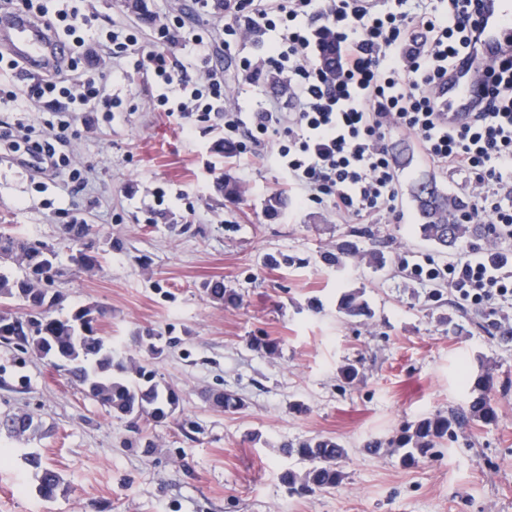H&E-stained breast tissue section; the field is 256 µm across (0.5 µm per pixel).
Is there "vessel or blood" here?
Instances as JSON below:
<instances>
[{"label":"vessel or blood","instance_id":"b4317fda","mask_svg":"<svg viewBox=\"0 0 512 512\" xmlns=\"http://www.w3.org/2000/svg\"><path fill=\"white\" fill-rule=\"evenodd\" d=\"M477 21L479 57L461 56L447 87L439 91L440 105L452 124L466 120L484 99L477 59L492 58L512 45V0H482ZM0 47L34 72L47 69L59 56L52 28L21 13L0 18Z\"/></svg>","mask_w":512,"mask_h":512}]
</instances>
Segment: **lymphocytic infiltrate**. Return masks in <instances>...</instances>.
<instances>
[{
  "instance_id": "lymphocytic-infiltrate-1",
  "label": "lymphocytic infiltrate",
  "mask_w": 512,
  "mask_h": 512,
  "mask_svg": "<svg viewBox=\"0 0 512 512\" xmlns=\"http://www.w3.org/2000/svg\"><path fill=\"white\" fill-rule=\"evenodd\" d=\"M207 18L186 23L165 13L150 37L136 27L98 25L96 9L78 0H0L1 13L22 12L50 24L64 47L56 68L40 77L0 53V147L24 152L39 171L87 182V169L64 148L81 112H111L116 100L105 77L124 74V61L150 74L160 92L155 111L222 123L224 148L245 161L264 158L289 190L325 203L337 216L376 223L396 211L398 179L386 141L413 135L437 171L468 175L472 194L457 214L480 224L486 243L455 261L408 254L407 279L448 286L459 303L479 309L512 305V49L481 71L486 107L462 127L449 126L437 92L458 61L474 50L469 26L475 0H197ZM270 35L261 55L245 52L254 33ZM190 45L188 57L170 49ZM238 56V81H285L288 101L272 99L245 113L224 101V56ZM50 112L54 123L35 129L27 113Z\"/></svg>"
}]
</instances>
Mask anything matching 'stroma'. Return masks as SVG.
Masks as SVG:
<instances>
[{
  "instance_id": "stroma-1",
  "label": "stroma",
  "mask_w": 512,
  "mask_h": 512,
  "mask_svg": "<svg viewBox=\"0 0 512 512\" xmlns=\"http://www.w3.org/2000/svg\"><path fill=\"white\" fill-rule=\"evenodd\" d=\"M101 21L138 25L150 34L164 8L200 19L195 0H92ZM229 101L260 107L269 82L237 83L236 59L224 58ZM111 118L77 120L71 146L90 166L87 188L0 154V232L53 246L54 290L65 308H104L99 336L128 366H147L180 395L161 424H139L155 445L143 453L126 416L70 382L50 360L0 344V414L23 412L41 435H0V512H512V343L488 317L462 307L447 289L406 279L400 256L414 252L446 263L457 258L423 240L412 188L434 178L448 196L467 200L462 173H434L407 134L388 149L400 183L399 218L358 225L326 206L298 203L281 189L276 167L225 158L214 121L150 111L157 93L144 72L113 76ZM238 190L224 194L225 184ZM164 191L163 205L153 194ZM287 204L268 211V200ZM81 219L95 231L77 247L62 228ZM351 241L357 255L326 264L325 253ZM98 263L78 271L79 253ZM288 263L270 267L269 256ZM223 280L234 304L210 299L199 285ZM358 290L372 314L350 318L340 296ZM153 334L159 354L139 342ZM278 340L269 355L252 337ZM355 365L359 381L339 370ZM489 373L498 419L458 431L434 457L402 467L387 443L419 418L468 406L478 375ZM242 400L216 407L209 390ZM333 437L349 450L343 483L330 491L289 494L282 474L296 468L281 446ZM377 440L379 453L366 452ZM56 471L64 492L42 498L36 473Z\"/></svg>"
}]
</instances>
